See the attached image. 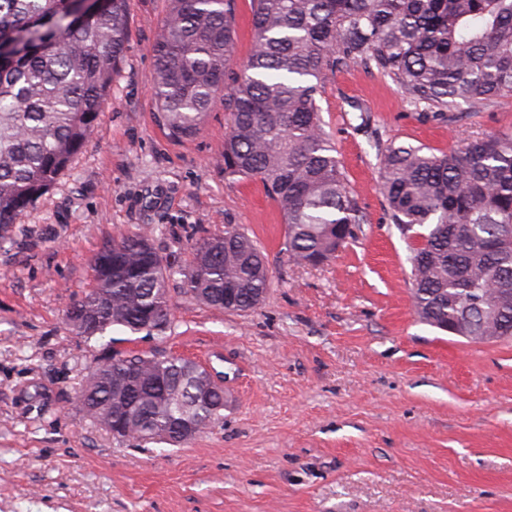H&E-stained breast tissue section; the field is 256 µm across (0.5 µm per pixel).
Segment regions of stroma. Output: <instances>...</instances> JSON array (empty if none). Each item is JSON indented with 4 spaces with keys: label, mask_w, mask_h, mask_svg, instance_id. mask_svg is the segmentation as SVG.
Instances as JSON below:
<instances>
[{
    "label": "stroma",
    "mask_w": 512,
    "mask_h": 512,
    "mask_svg": "<svg viewBox=\"0 0 512 512\" xmlns=\"http://www.w3.org/2000/svg\"><path fill=\"white\" fill-rule=\"evenodd\" d=\"M169 3L129 0L125 61L87 147L0 240V512H512V339L420 321L416 241L390 220L378 157L511 133L512 96L461 105L448 124L421 120L381 73H327L317 104L362 221L330 262L300 266L261 182L224 179L223 101L191 140L155 118L152 47ZM228 224L270 264L266 298L245 314L183 292L193 244ZM125 232L148 233L175 269L165 340L70 329L96 254ZM116 348L211 371L222 419L181 446L114 438L78 396Z\"/></svg>",
    "instance_id": "stroma-1"
}]
</instances>
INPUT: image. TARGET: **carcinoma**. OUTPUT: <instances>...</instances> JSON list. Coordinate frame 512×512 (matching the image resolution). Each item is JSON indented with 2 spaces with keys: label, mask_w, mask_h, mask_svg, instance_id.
<instances>
[{
  "label": "carcinoma",
  "mask_w": 512,
  "mask_h": 512,
  "mask_svg": "<svg viewBox=\"0 0 512 512\" xmlns=\"http://www.w3.org/2000/svg\"><path fill=\"white\" fill-rule=\"evenodd\" d=\"M231 0H171L152 53V100L174 140L195 137L218 95L229 131L224 178L256 179L277 201L293 262L320 266L355 237L361 215L316 103L327 72L362 65L390 77L424 116L512 95V0H253L252 53L233 66ZM129 0H0V239L85 149L120 72ZM380 191L411 256L412 302L438 329L464 311L468 336L512 337V133L463 140L438 156L390 146ZM184 293L244 313L271 286L267 256L242 229L193 245ZM79 301L91 339L114 328L164 339L170 268L147 236L120 234L94 261ZM203 369L153 354L111 356L80 397L106 430L126 417L132 438L181 445L222 418L224 391L192 403Z\"/></svg>",
  "instance_id": "obj_1"
}]
</instances>
